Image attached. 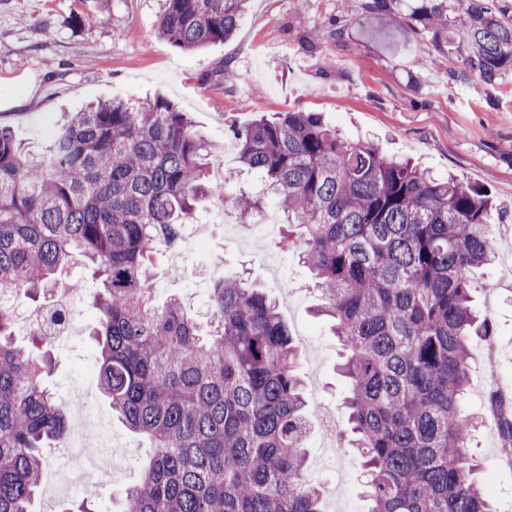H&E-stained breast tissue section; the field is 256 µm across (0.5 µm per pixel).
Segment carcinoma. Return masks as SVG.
Here are the masks:
<instances>
[{
	"label": "carcinoma",
	"mask_w": 512,
	"mask_h": 512,
	"mask_svg": "<svg viewBox=\"0 0 512 512\" xmlns=\"http://www.w3.org/2000/svg\"><path fill=\"white\" fill-rule=\"evenodd\" d=\"M247 0H165L157 34L182 51L224 42ZM411 19L448 25L456 76L487 90L512 70V22L495 0H417ZM240 167L282 210L341 345L349 427L367 512H493L462 409L470 342L489 335L471 272L495 248L487 192L348 139L315 112L233 128ZM214 146L169 100H107L66 117L32 154L0 126V294L52 296L82 261L100 281L99 390L148 443L127 512H325L307 479L298 347L275 302L213 274L210 329L179 298L154 305L149 266L197 223ZM241 218L260 197L230 196ZM0 306V512H31L43 449L66 411L46 384L34 330L15 344Z\"/></svg>",
	"instance_id": "carcinoma-1"
}]
</instances>
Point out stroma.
I'll return each mask as SVG.
<instances>
[{"instance_id": "1", "label": "stroma", "mask_w": 512, "mask_h": 512, "mask_svg": "<svg viewBox=\"0 0 512 512\" xmlns=\"http://www.w3.org/2000/svg\"><path fill=\"white\" fill-rule=\"evenodd\" d=\"M163 0H0V126L31 150L48 140L63 113L109 99L141 100L157 95L187 112L195 131L216 151L212 171L236 153L229 124L246 125L263 115L290 110L320 113L350 138L373 141L386 154L412 159L444 177L483 186L492 195L498 220L495 259L476 274V307L492 325L488 337L474 338L466 397L467 412L479 426L470 449L490 474L495 512L512 506V464L503 460L497 421L489 395L512 397V71L486 95L453 76L447 33L436 34L411 21L407 7L367 21L348 11L343 0H248L234 37L195 52L174 48L156 34ZM318 30L316 48L306 42ZM236 80H215L223 66ZM200 223L209 225L205 251L183 243L178 261L159 253L153 273L157 300L179 296L188 313L208 321L207 273L214 257L228 276L241 275L276 299L298 347L297 372L309 405L312 429L306 439L309 468L319 469L317 484L328 490L327 512H365L361 471L351 453L325 455L330 430L347 418L346 384L337 365L340 347L330 322L316 316L319 294L296 256L276 251L261 239L242 248L225 241L223 227L238 223L231 205L208 198L198 205ZM95 283L77 293V332L50 350L47 382L61 403L80 393L103 433L79 435L122 460L107 483L86 488L84 472L73 466L77 449L60 443L45 456L44 477L69 467L72 495H50L41 486L36 512H69L89 501L94 512H123V491L137 483L147 450L139 435L113 419L100 397L92 336L98 313L92 304ZM499 382H492V375Z\"/></svg>"}]
</instances>
